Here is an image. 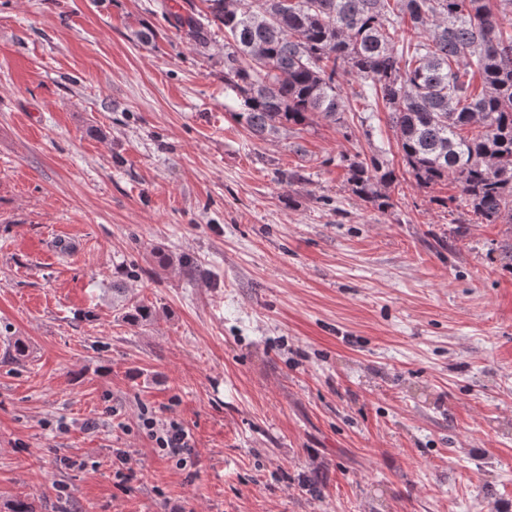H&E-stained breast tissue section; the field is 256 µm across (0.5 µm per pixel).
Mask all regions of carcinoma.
Listing matches in <instances>:
<instances>
[{
  "instance_id": "carcinoma-1",
  "label": "carcinoma",
  "mask_w": 512,
  "mask_h": 512,
  "mask_svg": "<svg viewBox=\"0 0 512 512\" xmlns=\"http://www.w3.org/2000/svg\"><path fill=\"white\" fill-rule=\"evenodd\" d=\"M171 14L176 33L208 47L224 30V89L233 117L259 140L318 115L343 121L346 75L390 114L405 172L427 188L453 177L459 205L483 224H512V0H203ZM346 182L379 210L393 207L389 161L359 154ZM123 295L122 319L155 309Z\"/></svg>"
}]
</instances>
